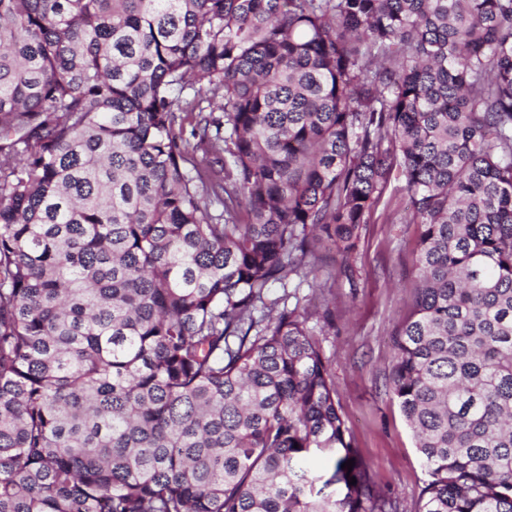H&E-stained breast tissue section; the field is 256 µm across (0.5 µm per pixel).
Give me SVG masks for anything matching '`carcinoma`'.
Listing matches in <instances>:
<instances>
[{
  "label": "carcinoma",
  "instance_id": "carcinoma-1",
  "mask_svg": "<svg viewBox=\"0 0 512 512\" xmlns=\"http://www.w3.org/2000/svg\"><path fill=\"white\" fill-rule=\"evenodd\" d=\"M393 179L418 512H512V0H0V512H398L268 300Z\"/></svg>",
  "mask_w": 512,
  "mask_h": 512
}]
</instances>
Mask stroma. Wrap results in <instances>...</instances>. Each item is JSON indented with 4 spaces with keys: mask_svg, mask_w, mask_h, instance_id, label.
<instances>
[{
    "mask_svg": "<svg viewBox=\"0 0 512 512\" xmlns=\"http://www.w3.org/2000/svg\"><path fill=\"white\" fill-rule=\"evenodd\" d=\"M403 182H391L371 221L363 225L349 262L354 281L338 275L335 251L318 267L336 326L307 322L329 365L347 439L371 466L401 512H418L427 470L388 380L391 334L413 301L414 254L420 228L404 221Z\"/></svg>",
    "mask_w": 512,
    "mask_h": 512,
    "instance_id": "obj_1",
    "label": "stroma"
}]
</instances>
